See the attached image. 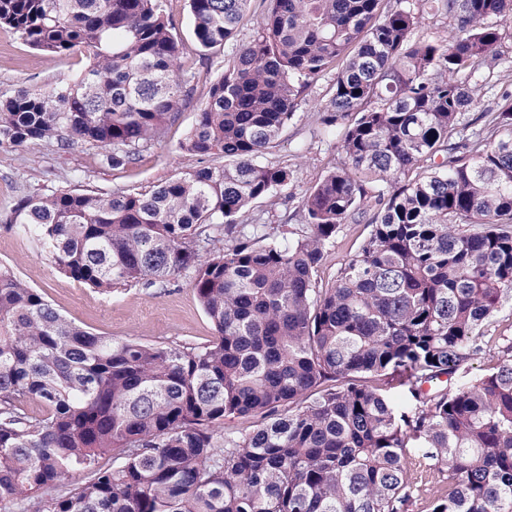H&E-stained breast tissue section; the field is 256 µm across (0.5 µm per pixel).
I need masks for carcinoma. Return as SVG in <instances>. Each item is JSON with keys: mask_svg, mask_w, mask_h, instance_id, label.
<instances>
[{"mask_svg": "<svg viewBox=\"0 0 512 512\" xmlns=\"http://www.w3.org/2000/svg\"><path fill=\"white\" fill-rule=\"evenodd\" d=\"M249 2L190 0L198 49L233 48L183 149L224 164L12 208L56 268L104 294L192 272L216 336H98L0 266V512H410L424 497L428 512H512V338L482 344L512 297V92L465 117L512 0H265L237 44ZM426 15L448 37L414 39ZM0 26L89 59L50 92L1 99L0 146L80 140L122 170L180 109L182 49L157 0H0ZM327 76L318 121L337 158L302 223L248 217L285 204L297 169L267 155ZM361 222L358 255L320 287L340 226ZM233 418L256 425L222 433ZM260 19V0H254L249 3L246 11L244 12L235 40L242 41L249 39L253 35L257 27V22H259Z\"/></svg>", "mask_w": 512, "mask_h": 512, "instance_id": "obj_1", "label": "carcinoma"}]
</instances>
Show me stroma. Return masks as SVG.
<instances>
[{
	"mask_svg": "<svg viewBox=\"0 0 512 512\" xmlns=\"http://www.w3.org/2000/svg\"><path fill=\"white\" fill-rule=\"evenodd\" d=\"M159 6L172 19L183 49L179 81L184 102L180 111L172 115L162 137L145 148L134 164L120 171L98 164L97 148L80 141L64 150L45 142L0 146V266L8 267L41 292L68 320L96 335L144 344L204 345L213 340L215 331L195 295L191 274L163 284L140 281L105 295L60 272L27 235L7 222L11 207L24 195L53 188L103 193L146 191L199 167L198 156L186 152L182 144L208 100L210 86L223 73L231 48L223 45L197 52L189 0H159ZM86 64L87 59L80 52L44 56L29 48L13 30L0 27L2 99L25 87L51 91L73 79ZM330 95V79L312 86L272 151V160L297 162L296 180L285 191V208L272 214L266 203L257 202L250 209L251 215L263 216L268 223H298L302 198L336 159L335 142L323 139L317 123ZM302 141L309 142L310 147L298 159L294 149ZM369 232L366 224L342 226L320 272L323 287L335 283L341 268L358 253Z\"/></svg>",
	"mask_w": 512,
	"mask_h": 512,
	"instance_id": "obj_1",
	"label": "stroma"
}]
</instances>
